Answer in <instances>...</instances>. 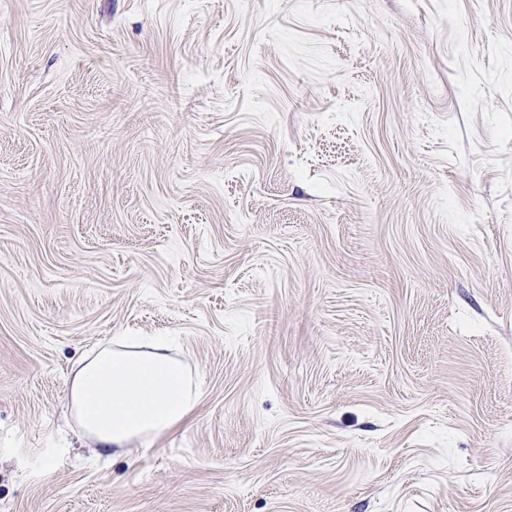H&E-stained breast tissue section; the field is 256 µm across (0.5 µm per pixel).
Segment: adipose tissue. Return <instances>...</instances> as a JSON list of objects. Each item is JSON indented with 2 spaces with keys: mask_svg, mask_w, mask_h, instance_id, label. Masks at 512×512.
Listing matches in <instances>:
<instances>
[{
  "mask_svg": "<svg viewBox=\"0 0 512 512\" xmlns=\"http://www.w3.org/2000/svg\"><path fill=\"white\" fill-rule=\"evenodd\" d=\"M199 395L163 337L124 336L90 351L75 368L67 408L99 454L126 453L181 424Z\"/></svg>",
  "mask_w": 512,
  "mask_h": 512,
  "instance_id": "ef3b65f1",
  "label": "adipose tissue"
}]
</instances>
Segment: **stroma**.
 Segmentation results:
<instances>
[{
    "label": "stroma",
    "instance_id": "35a3bbf8",
    "mask_svg": "<svg viewBox=\"0 0 512 512\" xmlns=\"http://www.w3.org/2000/svg\"><path fill=\"white\" fill-rule=\"evenodd\" d=\"M0 512H512V0H0ZM83 357L68 383L67 408L100 455H121L181 424L199 395L161 336H122Z\"/></svg>",
    "mask_w": 512,
    "mask_h": 512
}]
</instances>
